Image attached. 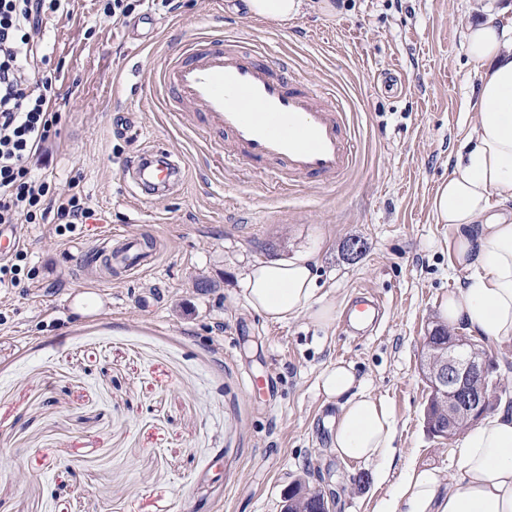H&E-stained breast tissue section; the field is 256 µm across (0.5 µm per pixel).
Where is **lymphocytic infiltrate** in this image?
I'll list each match as a JSON object with an SVG mask.
<instances>
[{
	"instance_id": "obj_1",
	"label": "lymphocytic infiltrate",
	"mask_w": 512,
	"mask_h": 512,
	"mask_svg": "<svg viewBox=\"0 0 512 512\" xmlns=\"http://www.w3.org/2000/svg\"><path fill=\"white\" fill-rule=\"evenodd\" d=\"M70 0H0V226L53 225L57 236L82 230L93 215L79 181L56 192L35 175L54 146L57 75L48 70L41 33L45 19L67 12Z\"/></svg>"
}]
</instances>
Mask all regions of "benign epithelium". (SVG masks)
Returning a JSON list of instances; mask_svg holds the SVG:
<instances>
[{
	"label": "benign epithelium",
	"mask_w": 512,
	"mask_h": 512,
	"mask_svg": "<svg viewBox=\"0 0 512 512\" xmlns=\"http://www.w3.org/2000/svg\"><path fill=\"white\" fill-rule=\"evenodd\" d=\"M437 330L423 338L421 370L430 387L424 422L431 435L449 441L459 434V423L474 426L491 409L494 363L466 336L454 334L446 344L436 342Z\"/></svg>",
	"instance_id": "7a95c632"
}]
</instances>
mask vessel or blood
Masks as SVG:
<instances>
[{
  "mask_svg": "<svg viewBox=\"0 0 512 512\" xmlns=\"http://www.w3.org/2000/svg\"><path fill=\"white\" fill-rule=\"evenodd\" d=\"M157 84L165 96L201 112L200 133L223 136L225 161L271 164L278 185L308 180L329 186L356 164L348 111L334 92L315 82L294 83L287 61L242 47L240 38L186 42L166 58ZM122 174L136 195L148 197L173 192L181 166L156 148L130 157ZM85 257L129 281L153 269L159 254L138 237L114 232L101 236Z\"/></svg>",
  "mask_w": 512,
  "mask_h": 512,
  "instance_id": "vessel-or-blood-1",
  "label": "vessel or blood"
}]
</instances>
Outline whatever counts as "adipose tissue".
<instances>
[{"label": "adipose tissue", "mask_w": 512, "mask_h": 512, "mask_svg": "<svg viewBox=\"0 0 512 512\" xmlns=\"http://www.w3.org/2000/svg\"><path fill=\"white\" fill-rule=\"evenodd\" d=\"M466 50L479 69L478 109L446 181L431 202L436 223L448 225L464 284L439 305L452 330L498 344L512 342V27L488 15L465 31ZM318 260L305 252L289 260H262L244 274L249 307L265 320L302 316L330 324L333 304L318 297ZM325 395L338 401L333 447L344 459L388 461L396 430L385 403L367 394L344 363L321 375ZM375 512H512V409L500 407L469 428L456 473L404 470Z\"/></svg>", "instance_id": "ef3b65f1"}]
</instances>
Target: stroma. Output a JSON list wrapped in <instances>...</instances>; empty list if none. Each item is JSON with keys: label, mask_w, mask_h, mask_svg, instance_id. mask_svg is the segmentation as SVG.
Here are the masks:
<instances>
[{"label": "stroma", "mask_w": 512, "mask_h": 512, "mask_svg": "<svg viewBox=\"0 0 512 512\" xmlns=\"http://www.w3.org/2000/svg\"><path fill=\"white\" fill-rule=\"evenodd\" d=\"M274 22L245 0H143L160 21L149 41L101 0H71L50 18L45 47L60 67L57 191L79 181L97 218L79 235L22 231L29 276L0 293V512H282L295 483L334 491L333 512H374L410 464L455 472L451 444L423 423L429 388L422 338L464 283L447 225L431 200L471 128L479 77L464 31L484 12L512 24V0H335ZM256 36L296 77L335 89L351 107L355 168L340 183H267L259 166L218 168L209 141L169 113L155 75L171 48L212 33ZM138 67L147 93L130 95ZM130 114L129 137L112 120ZM154 146L179 157L172 194L136 198L124 160ZM156 233L159 267L105 284L82 253L104 230ZM359 240L361 252L347 245ZM320 259L326 326L272 323L252 311L241 280L260 259ZM377 292L382 323L342 329L349 301ZM159 294L156 309L142 299ZM390 408L396 436L386 478L374 461L331 446L338 413L319 385L336 362ZM269 381L271 397L251 385Z\"/></svg>", "instance_id": "obj_1"}]
</instances>
